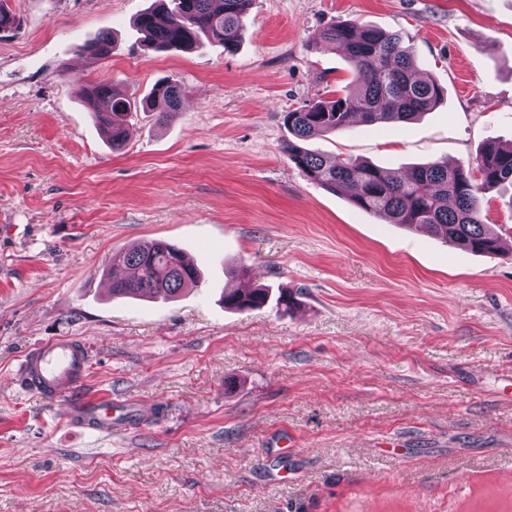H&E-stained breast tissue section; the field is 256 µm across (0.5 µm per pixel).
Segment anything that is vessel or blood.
I'll use <instances>...</instances> for the list:
<instances>
[{"mask_svg": "<svg viewBox=\"0 0 512 512\" xmlns=\"http://www.w3.org/2000/svg\"><path fill=\"white\" fill-rule=\"evenodd\" d=\"M92 363V349L72 339H53L26 352L19 379L26 387L44 398L55 400L74 393L83 383ZM120 402L97 399L83 406V426L98 431H111L112 418Z\"/></svg>", "mask_w": 512, "mask_h": 512, "instance_id": "vessel-or-blood-1", "label": "vessel or blood"}]
</instances>
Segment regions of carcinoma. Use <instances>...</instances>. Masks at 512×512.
Returning a JSON list of instances; mask_svg holds the SVG:
<instances>
[{"mask_svg": "<svg viewBox=\"0 0 512 512\" xmlns=\"http://www.w3.org/2000/svg\"><path fill=\"white\" fill-rule=\"evenodd\" d=\"M160 8L143 13L138 28L154 51L184 52L194 48L204 34L236 49L250 0H159ZM319 44L344 51L357 79L345 95L305 104L285 115L293 139L285 152L310 181L344 194L357 208L389 224L428 230L448 246L473 253L503 251L501 240L485 229L481 209L488 191L512 186V145L488 141L475 158L480 179L462 164L434 160L398 173L367 161H340L301 146V143L346 129L356 118L368 124L409 122L433 109L445 97L433 78L415 76V61L397 34L338 22L319 35ZM83 50L96 57L108 55L112 42L101 35ZM91 120L104 129L112 148L125 141L126 119L132 103L107 84L81 88ZM184 97L181 85L161 81L155 85L147 107L165 121L178 111ZM112 264L133 271L129 278L112 280V295L170 299L199 282L195 266L184 253L164 240L122 249ZM270 288L242 293L224 292V306L249 309L265 305Z\"/></svg>", "mask_w": 512, "mask_h": 512, "instance_id": "carcinoma-1", "label": "carcinoma"}]
</instances>
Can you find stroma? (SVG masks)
Wrapping results in <instances>:
<instances>
[{
    "label": "stroma",
    "instance_id": "35a3bbf8",
    "mask_svg": "<svg viewBox=\"0 0 512 512\" xmlns=\"http://www.w3.org/2000/svg\"><path fill=\"white\" fill-rule=\"evenodd\" d=\"M0 35V512H512V192L483 198L506 247L476 254L385 223L308 181L286 112L344 94L353 21L399 34L447 95L409 123L310 141L396 171L472 163L512 143V0H251L234 52H155V0H8ZM112 39L104 59L84 52ZM170 78L178 112L131 114L113 149L77 84L135 102ZM153 239L192 255L198 287L110 294L113 253ZM249 267L242 275L241 267ZM295 293L232 310L224 292ZM89 344L51 401L26 351ZM128 404L126 431L82 432L84 399Z\"/></svg>",
    "mask_w": 512,
    "mask_h": 512
}]
</instances>
